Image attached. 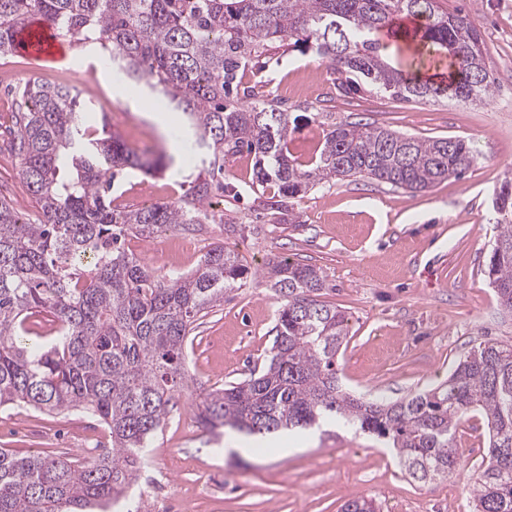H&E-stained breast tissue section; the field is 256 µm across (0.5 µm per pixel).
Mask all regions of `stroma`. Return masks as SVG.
<instances>
[{
    "instance_id": "35a3bbf8",
    "label": "stroma",
    "mask_w": 512,
    "mask_h": 512,
    "mask_svg": "<svg viewBox=\"0 0 512 512\" xmlns=\"http://www.w3.org/2000/svg\"><path fill=\"white\" fill-rule=\"evenodd\" d=\"M469 13L482 35L491 84L483 104L404 101L386 94L344 95L325 59L280 53L240 75L250 100L284 102L292 118L288 148L309 162L323 145V113L374 123L419 138H460L476 161L461 178L411 193L367 178L321 184L293 201V223H277L266 203L276 186L254 183L253 156L224 159V186L205 207L215 221L201 231L181 229L133 238L131 252L152 270L189 272L211 244L223 243L250 269L283 258L320 267L329 286L321 299L346 311L349 335L337 354L339 377L354 395L399 400L436 387L481 342H512V316L503 313L485 269L499 233L494 193L512 178V0H439ZM86 56L68 51L55 65L23 56L0 65V128L32 81L78 85ZM82 99L95 116L133 148L168 152L179 125L159 131L113 98L111 75H96ZM201 170L189 157L145 176L119 174L112 189L118 208L142 204L145 186L155 202H175ZM237 225L234 233L225 232ZM276 297L250 282L228 291L222 306L199 318L186 348L194 379L173 400L169 421L150 450L151 463L130 489L126 506L162 512L164 503L189 512H340L354 494L375 498L381 512H472L478 465L488 451L481 416L463 419L455 434L461 470L428 484L401 473L377 437L336 423L302 432L303 451L254 452L250 436L206 433L195 400L201 388H219L261 368L275 340ZM108 443L94 416L47 414L27 406L0 411V448L19 455L67 454L90 459Z\"/></svg>"
}]
</instances>
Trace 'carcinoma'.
<instances>
[{
	"label": "carcinoma",
	"instance_id": "1",
	"mask_svg": "<svg viewBox=\"0 0 512 512\" xmlns=\"http://www.w3.org/2000/svg\"><path fill=\"white\" fill-rule=\"evenodd\" d=\"M31 16L70 48L110 59L130 83L163 94L183 115L207 172L224 171L228 155H252L256 185L277 186L276 215L318 184L367 177L415 193L462 177L475 162L463 139L422 140L343 119L327 124L306 169L288 151L289 114L243 100L237 82L256 60L306 49L328 61L344 94L483 103L490 82L475 19L437 0H0V64L17 53L19 25ZM381 32L446 50L448 80H418L392 67L379 53ZM22 98L25 109L12 116L13 151L35 212L23 216L0 194V407L85 411L108 427L112 446L84 461L1 449L0 512H107L133 485L143 449L187 385L194 323L250 278L280 302L275 341L249 378L202 393L196 418L204 431L262 435L343 418L375 435L409 478L425 484L460 468L456 429L477 412L488 453L475 478V512H512V343L479 345L448 383L406 399L346 394L336 354L348 319L317 299L326 287L321 269L276 260L253 272L216 243L191 272L157 274L125 240L201 225L212 181L198 178L178 203L115 209L118 174H153L145 153L90 131L72 86L34 81ZM495 211L499 234L485 273L512 313V180L499 188ZM40 315L57 328L48 345L29 337L27 322ZM342 512L378 507L353 495Z\"/></svg>",
	"mask_w": 512,
	"mask_h": 512
}]
</instances>
